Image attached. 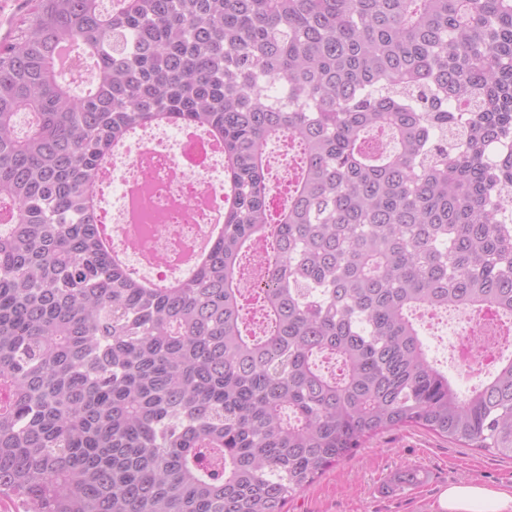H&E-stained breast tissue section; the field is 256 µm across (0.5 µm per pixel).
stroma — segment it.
<instances>
[{
	"mask_svg": "<svg viewBox=\"0 0 512 512\" xmlns=\"http://www.w3.org/2000/svg\"><path fill=\"white\" fill-rule=\"evenodd\" d=\"M458 327L447 322L441 337L426 336L429 355L455 387L469 390L476 375L454 366L448 341ZM478 481L512 490V459L448 441L422 427L384 432L339 462L289 502L287 512H434L451 484Z\"/></svg>",
	"mask_w": 512,
	"mask_h": 512,
	"instance_id": "obj_1",
	"label": "stroma"
}]
</instances>
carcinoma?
I'll list each match as a JSON object with an SVG mask.
<instances>
[{
    "instance_id": "obj_1",
    "label": "carcinoma",
    "mask_w": 512,
    "mask_h": 512,
    "mask_svg": "<svg viewBox=\"0 0 512 512\" xmlns=\"http://www.w3.org/2000/svg\"><path fill=\"white\" fill-rule=\"evenodd\" d=\"M101 2L31 0L0 46V503L284 512L405 425L512 458V356L462 397L409 318L512 336V0ZM160 125L222 138L233 200L203 263L151 284L94 197ZM278 144L276 161L269 165V176L273 181L274 193L272 196L273 207L276 208L283 197L288 178L293 164L292 140L285 136L275 139ZM289 173V176H288Z\"/></svg>"
}]
</instances>
